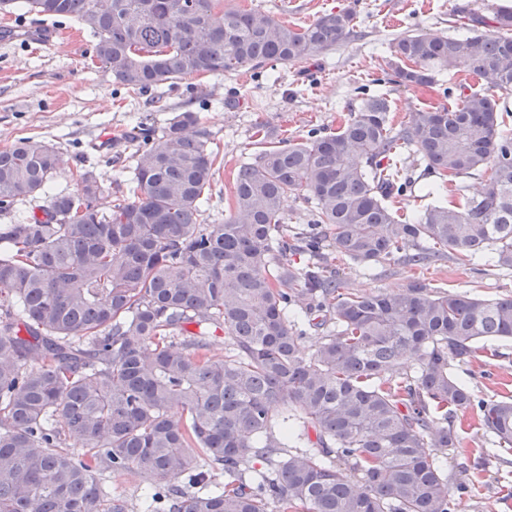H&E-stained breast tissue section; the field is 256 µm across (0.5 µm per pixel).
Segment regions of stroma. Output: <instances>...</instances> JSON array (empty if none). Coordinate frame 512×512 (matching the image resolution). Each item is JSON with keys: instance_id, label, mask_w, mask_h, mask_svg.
<instances>
[{"instance_id": "stroma-1", "label": "stroma", "mask_w": 512, "mask_h": 512, "mask_svg": "<svg viewBox=\"0 0 512 512\" xmlns=\"http://www.w3.org/2000/svg\"><path fill=\"white\" fill-rule=\"evenodd\" d=\"M349 0H224L225 6L256 9L300 27L325 13L347 9ZM483 15L512 11V0H358L357 39L298 63L261 69L242 68L220 75L191 76L174 87L138 95L115 82L92 56L94 38L79 23L23 10L0 14V149L23 138L58 147L62 163L50 184L54 193L75 188L72 177L82 157H89L103 185H110L117 166H131L139 121L160 126L174 113L193 110L220 145L224 163L214 175L208 211L215 220L228 213L226 187L239 163L262 151L252 135L262 123L276 138H302L309 130H336L341 115L359 100L360 90L386 93L396 123L428 105L453 108L457 98L443 96V85L470 76L457 66L441 77V87L377 86L387 48L413 32L454 36L461 8ZM49 27L62 32L54 46L36 49L10 39L21 26ZM435 287L462 288L485 298L512 295V273L483 267L463 273L451 260L422 271L401 264L368 271L355 264L342 272L345 287L355 290L400 289L416 277ZM496 354L478 352L469 362L453 363L455 374L478 395L512 396V340L496 344ZM456 448L440 454L454 498L462 512H512V452L500 462L479 466L484 447L478 410L458 415Z\"/></svg>"}]
</instances>
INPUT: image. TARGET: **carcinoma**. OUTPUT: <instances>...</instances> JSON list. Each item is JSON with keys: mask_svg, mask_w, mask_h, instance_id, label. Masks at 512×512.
<instances>
[{"mask_svg": "<svg viewBox=\"0 0 512 512\" xmlns=\"http://www.w3.org/2000/svg\"><path fill=\"white\" fill-rule=\"evenodd\" d=\"M14 8L76 20L104 71L139 93L354 36L349 11L296 29L224 0H0ZM463 19L461 37L392 42L387 82L431 88L467 60L484 89L449 87L459 107L399 127L387 95L361 98L335 131L240 164L222 224L206 208L217 153L191 110L147 137L131 179L118 171L109 210L83 168L42 216L0 224V512H133L106 481L125 472L160 481L149 512H457L437 452L456 447V413L474 407L483 458L511 450L512 398L477 396L448 355L466 363L512 339V295L358 291L337 267L512 270V13L493 33ZM58 166L43 141L0 150V213L47 193ZM417 166L430 202L406 221L390 202L415 189ZM488 167L448 200V185ZM290 195L309 223L288 226ZM300 250L309 261L295 266ZM308 327L323 333L310 351ZM311 430L316 446L281 457Z\"/></svg>", "mask_w": 512, "mask_h": 512, "instance_id": "carcinoma-1", "label": "carcinoma"}]
</instances>
